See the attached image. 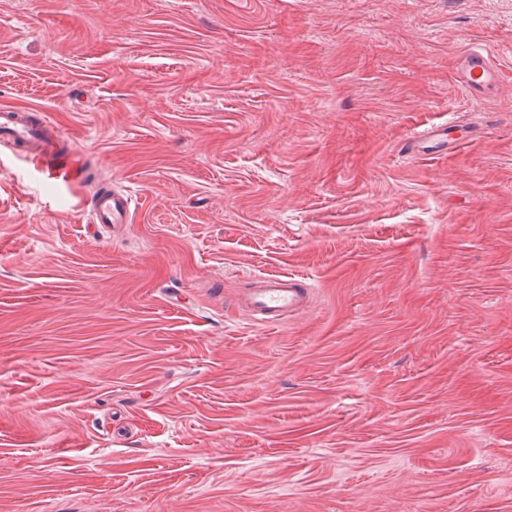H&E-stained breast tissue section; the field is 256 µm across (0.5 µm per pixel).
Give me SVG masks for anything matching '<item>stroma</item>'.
<instances>
[{
  "mask_svg": "<svg viewBox=\"0 0 512 512\" xmlns=\"http://www.w3.org/2000/svg\"><path fill=\"white\" fill-rule=\"evenodd\" d=\"M1 106L0 512H512V0H0ZM494 75L491 62L481 49L473 48L463 56L462 77L470 90L487 86ZM48 127L49 124L33 112L0 109L1 142L32 149L30 157L52 175L53 171L62 169L50 167V162L55 159L57 143ZM448 124L449 123H444L431 126L422 132L412 133L408 139L405 140L404 144L402 145V149L419 154L421 149L432 147L425 145H448V143H457V145L448 148V154L452 153L459 145L465 143L460 144V141L448 142ZM133 199L121 190H106L97 195L90 204L92 223L104 228L112 225L116 231L130 224ZM312 288L301 278L268 274L258 278V285L241 300L246 313L258 324L273 326L285 316L310 307Z\"/></svg>",
  "mask_w": 512,
  "mask_h": 512,
  "instance_id": "obj_1",
  "label": "stroma"
}]
</instances>
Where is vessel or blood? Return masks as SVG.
Segmentation results:
<instances>
[{
	"label": "vessel or blood",
	"mask_w": 512,
	"mask_h": 512,
	"mask_svg": "<svg viewBox=\"0 0 512 512\" xmlns=\"http://www.w3.org/2000/svg\"><path fill=\"white\" fill-rule=\"evenodd\" d=\"M462 77L468 88L487 86L494 77V70L487 55L478 48L469 50L462 60ZM448 127L440 124L411 134L405 140V150L417 153L428 145L448 142ZM0 140L30 149L31 157L41 166L54 161L57 143L48 124L34 113L13 108L0 109ZM133 199L121 190H106L90 204L93 224L121 228L130 223ZM312 290L296 276L268 274L259 277L258 285L242 299L246 313L258 324L273 326L284 317L310 307Z\"/></svg>",
	"instance_id": "obj_1"
}]
</instances>
